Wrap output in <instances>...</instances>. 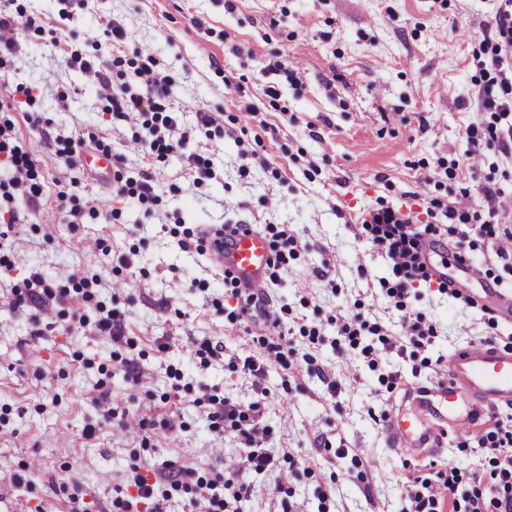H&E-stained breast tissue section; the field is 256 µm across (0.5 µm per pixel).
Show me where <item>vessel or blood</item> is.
<instances>
[{"instance_id":"vessel-or-blood-1","label":"vessel or blood","mask_w":512,"mask_h":512,"mask_svg":"<svg viewBox=\"0 0 512 512\" xmlns=\"http://www.w3.org/2000/svg\"><path fill=\"white\" fill-rule=\"evenodd\" d=\"M210 258L251 289H261L272 260L269 242L251 226L224 235L207 230ZM411 410L394 412L385 424L386 440L400 453L424 455L440 446L445 428L464 430L490 408L512 406V351L492 343L474 344L449 355L444 378L407 389Z\"/></svg>"}]
</instances>
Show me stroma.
<instances>
[{
    "label": "stroma",
    "instance_id": "1",
    "mask_svg": "<svg viewBox=\"0 0 512 512\" xmlns=\"http://www.w3.org/2000/svg\"><path fill=\"white\" fill-rule=\"evenodd\" d=\"M500 5L9 0L16 32L0 76L15 91L10 144L37 155L44 192L30 205L0 153V298L21 301L35 269L90 298L0 306V512H70L74 495L87 512H122L132 466L147 475L164 462L202 481L236 469L253 489L240 512H402L413 477L487 466L494 452L477 440L512 422V408L487 410L422 459L390 448L384 426L406 385L442 378L449 353L512 345V322L483 293L512 296V267L490 237L446 233L448 253L477 271L463 281L469 300L420 279L399 303L366 219L395 208L446 228L445 210L464 199L512 226V153L500 143L511 122L482 107L503 82L490 65ZM116 25L127 33L119 44ZM124 88L152 107L116 111ZM201 111L213 113L209 127ZM93 146L112 155L125 193L87 176L79 159ZM201 160L211 177L198 178ZM144 181L154 187L145 198ZM220 224L254 225L287 251L269 290L276 327L241 316L199 249L201 228ZM110 311L121 316L117 340L95 328ZM417 313L436 330L421 347L402 329ZM355 315L367 328L352 341L337 322ZM280 337L281 356L268 348ZM249 357L258 373L244 369ZM225 398L259 402L257 445L272 451L273 473L254 472L238 431L211 420ZM133 416L153 430L125 427Z\"/></svg>",
    "mask_w": 512,
    "mask_h": 512
}]
</instances>
